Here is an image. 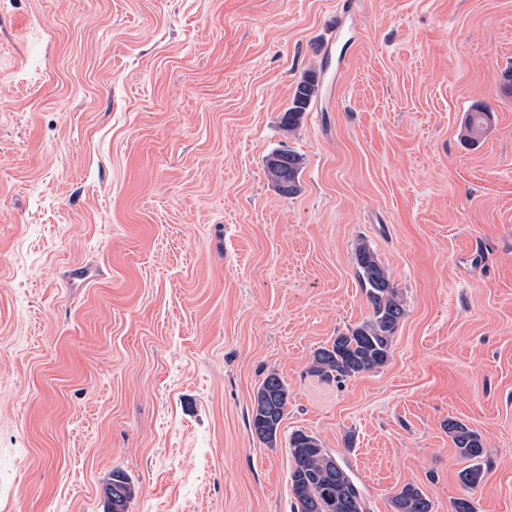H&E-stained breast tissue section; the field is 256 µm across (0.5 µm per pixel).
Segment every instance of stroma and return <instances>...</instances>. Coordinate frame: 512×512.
<instances>
[{
    "label": "stroma",
    "instance_id": "stroma-1",
    "mask_svg": "<svg viewBox=\"0 0 512 512\" xmlns=\"http://www.w3.org/2000/svg\"><path fill=\"white\" fill-rule=\"evenodd\" d=\"M509 67L512 0H0V512H107L116 470L128 512H292L297 430L364 512L407 483L512 512ZM359 240L406 315L383 368L329 381L314 351L371 314ZM451 419L485 448L470 491ZM322 85L317 70L306 72L296 83L288 108L281 116V126L288 133L293 132L301 123L304 112L318 100ZM303 160L291 149L271 153L266 159V172L276 189L284 195H296L301 190ZM288 407V386L275 372L261 381L254 398L250 429L269 448L276 447L278 434ZM111 481L112 482H110L108 489H107L109 499H110V495L113 494L114 484L119 483L123 486V489H124V492H123V490L120 486H116L114 488V491L117 494V495L115 494L113 496L114 508L116 510H114L112 508L111 511L112 512H126L127 503H129L135 495L134 484L131 482V480L129 479V477L126 474H124L123 472H121L119 470L113 471ZM124 493H125V501L120 509V504H121L120 501L124 499ZM110 501H111V499H110ZM119 509H120V511H117Z\"/></svg>",
    "mask_w": 512,
    "mask_h": 512
}]
</instances>
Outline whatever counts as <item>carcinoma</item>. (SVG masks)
<instances>
[{
	"mask_svg": "<svg viewBox=\"0 0 512 512\" xmlns=\"http://www.w3.org/2000/svg\"><path fill=\"white\" fill-rule=\"evenodd\" d=\"M322 85L317 70L306 72L296 83L288 108L281 116V126L294 131L306 112L320 97ZM490 112L476 110L466 118V130L477 137L485 130ZM303 160L291 149L271 153L266 172L276 189L292 196L301 190ZM357 274L371 305L372 314L363 322L337 335L330 344L314 351L312 371L325 379L338 381L379 370L391 357L394 335L406 314L404 303L392 286L389 273L373 250L364 242L355 248ZM288 407V386L275 372L261 381L254 398L250 429L270 448L276 447L278 434ZM448 434L461 458L470 462L460 475L464 487L473 489L485 478L480 465L484 448L480 436L461 422L448 421ZM293 459L288 474L293 496L292 512H363L362 495L351 476L320 440L301 430L289 437ZM123 486L125 502L135 495L129 477L119 470L112 472L108 494L114 484ZM394 512H432V501L423 491L406 484L391 497Z\"/></svg>",
	"mask_w": 512,
	"mask_h": 512,
	"instance_id": "obj_1",
	"label": "carcinoma"
}]
</instances>
